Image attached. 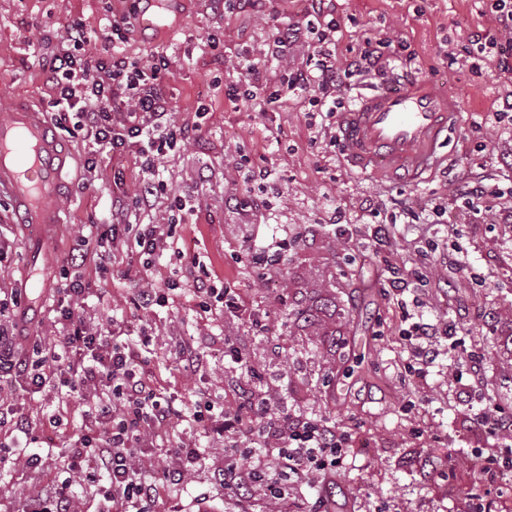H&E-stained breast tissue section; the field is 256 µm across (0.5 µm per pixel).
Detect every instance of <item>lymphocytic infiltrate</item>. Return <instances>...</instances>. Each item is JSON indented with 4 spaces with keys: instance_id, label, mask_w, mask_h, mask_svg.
Returning <instances> with one entry per match:
<instances>
[{
    "instance_id": "f902f5d3",
    "label": "lymphocytic infiltrate",
    "mask_w": 512,
    "mask_h": 512,
    "mask_svg": "<svg viewBox=\"0 0 512 512\" xmlns=\"http://www.w3.org/2000/svg\"><path fill=\"white\" fill-rule=\"evenodd\" d=\"M327 2L311 0L313 22L303 29L293 24L278 29L267 45V57L277 60L302 36H310L313 50L306 59L274 84L261 80L256 64H249L245 89H229V101L242 100L263 109L282 96L306 93L313 107L332 117L352 102L344 90L346 79L368 76L384 83L394 71L412 67L413 55L401 54L388 38L365 44L346 70H339L335 48L341 24ZM129 24L125 16L113 20L105 35L109 48L97 55L83 51L92 41L83 25H72L58 37L46 34L45 43L53 47L43 65L49 87L46 114L56 129L85 143L88 176H95L103 159L129 148L143 158L147 177L134 195L113 197V223L95 235L94 242L96 249L112 253L118 242L134 240L144 266L150 267L165 252L178 254L182 248L167 224H134L130 217L166 194L159 166L168 151L187 140L188 131L171 122L170 102L161 92L170 75L168 60L162 56L145 60L125 53ZM89 259L86 251L69 259L76 274L66 277L68 302L57 310L60 342L31 341V351L23 358L7 342V326L0 324V375L24 378L40 389L63 377L70 397L85 407L88 417L84 427L73 432V446L76 452L94 456L96 466L88 477L108 482L112 512H149L165 487L179 484L199 465L198 450L183 447L177 450L184 459L181 468L147 475L136 463L135 448L165 437L175 421L207 426L209 433L223 438L224 485L240 496L251 495L254 486L262 485L271 497L282 500L285 512H304L297 500L286 496L278 478L267 472L264 460L275 454L283 459L289 479L321 488L322 501H329V493L323 490L326 477L343 468L353 449V429L323 416L276 408L253 390L242 392L235 407L225 409L223 419L214 422L206 418L214 408L206 398L175 404L158 376L145 366L142 348L147 337L135 343L111 340L84 322L77 302L86 293L80 270ZM185 285L202 312H211L212 302L219 299L227 312L242 316L248 312L243 294L235 289L193 273ZM457 328L452 320L440 324L425 314H411L404 334L414 347L417 364H433L438 357L430 349L434 338L456 336ZM448 373L458 383L456 399L477 404V391L483 386L482 360L467 356L462 363L449 364ZM469 420L493 442L492 447L471 451L480 469L468 495L469 512H491L488 485L512 475V412L498 405L479 407Z\"/></svg>"
}]
</instances>
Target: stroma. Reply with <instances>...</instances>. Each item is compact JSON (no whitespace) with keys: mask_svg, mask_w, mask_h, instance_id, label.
Segmentation results:
<instances>
[{"mask_svg":"<svg viewBox=\"0 0 512 512\" xmlns=\"http://www.w3.org/2000/svg\"><path fill=\"white\" fill-rule=\"evenodd\" d=\"M334 4L342 26L340 58L352 57L369 39L403 41L415 56L412 77L428 78L460 101L465 125L445 148L446 171L419 184L381 183L350 172L328 137L320 135L322 119L304 94L287 96L265 113L246 103L225 102V85L242 77V59L259 62L261 78L275 82L306 58L302 41L286 59L264 58L282 23L306 25L302 0H257L245 12L224 10L219 0H180L174 35H147L135 25L125 44L133 56L168 58L171 75L162 92L174 120L192 129L185 146L160 167L172 193L196 199L194 211L173 232L183 240L185 253L199 255L212 279L241 289L269 332L257 335L246 320L230 314L196 312L184 290L166 305L135 308L131 290L146 274L127 246L106 275L87 265L89 293L81 312L87 323L107 332L118 326L134 337L152 334L146 355L167 394L178 399L205 393L218 404H231L238 391L251 386L285 407L357 425L355 450L330 484L331 512H372L378 503L389 504L392 512H462L472 472L460 467L456 479L446 483L437 479L430 463L461 457L466 450L462 421L468 409L451 396L445 363L431 368L424 390H415L405 377L410 349L398 334L401 312L380 292L381 266L367 254L366 227L397 223L404 203L423 217L436 204L446 207V223L397 224L384 252L405 264L425 258L430 282L412 290L422 311L441 317L465 314L454 358L483 351L487 393L512 402V111L503 110L512 95V75L493 63L477 72L471 68V40L490 24L482 0ZM128 9L127 0H0V113L17 97L40 105L47 99L49 90L31 53L45 30L61 34L77 21L98 33ZM211 34L222 35L223 54L203 48ZM498 111L503 114L499 121L494 118ZM71 146L75 171L62 197L68 222L47 246L53 286L45 292L29 289L27 299L26 335L49 342L60 331L53 310L63 258L80 248L94 226L111 223L113 196L136 192L146 176L141 159L126 151L104 161L93 184H86L87 147L77 139ZM245 156L252 165L274 169L280 184L279 193L252 210L231 201L251 188L240 169ZM470 180L484 182L497 196L465 214L453 191ZM368 201L381 202V209L364 211ZM331 203L359 215L362 225L351 241L340 240L327 224L325 209ZM8 211L7 200L0 199V293L6 295L19 287L29 265L26 231L9 223ZM284 238L297 244L267 279L256 278L248 263L234 259L245 245L272 251ZM457 244L485 277L484 287L449 265L448 254ZM182 266V260L166 255L146 276L176 278ZM302 309L312 311L311 320L297 319ZM228 340L247 356L250 372L225 363ZM183 341L193 342L202 354L201 365L187 378L173 356ZM0 408L26 415L32 423L29 434L20 438L0 430L6 441H17L19 456L16 466L0 470V512H34L48 504L51 491L63 481L71 484L77 512H107L103 484L77 480L62 466L69 440L54 431L48 418L57 414L74 426L83 424L80 409L64 392H36L7 377L0 380ZM171 443L199 448L205 462L183 484L165 490L152 512H240L236 495L225 490L218 475L224 466L223 440L178 425L167 441L138 449L137 455L146 464L178 467L167 449ZM34 454L39 461L32 468L25 459Z\"/></svg>","mask_w":512,"mask_h":512,"instance_id":"1","label":"stroma"}]
</instances>
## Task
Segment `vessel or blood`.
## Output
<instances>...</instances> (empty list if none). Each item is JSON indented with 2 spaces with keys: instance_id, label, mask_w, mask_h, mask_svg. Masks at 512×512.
<instances>
[{
  "instance_id": "1",
  "label": "vessel or blood",
  "mask_w": 512,
  "mask_h": 512,
  "mask_svg": "<svg viewBox=\"0 0 512 512\" xmlns=\"http://www.w3.org/2000/svg\"><path fill=\"white\" fill-rule=\"evenodd\" d=\"M173 5L174 0H141L140 29L172 31ZM337 121L342 156L352 171L413 183L442 166L449 132L464 125L457 100L425 79L358 92ZM71 153L46 112L28 102L14 101L0 117V197L10 200L14 223L30 225L32 261L43 259L51 231L67 221L58 197L72 172Z\"/></svg>"
}]
</instances>
